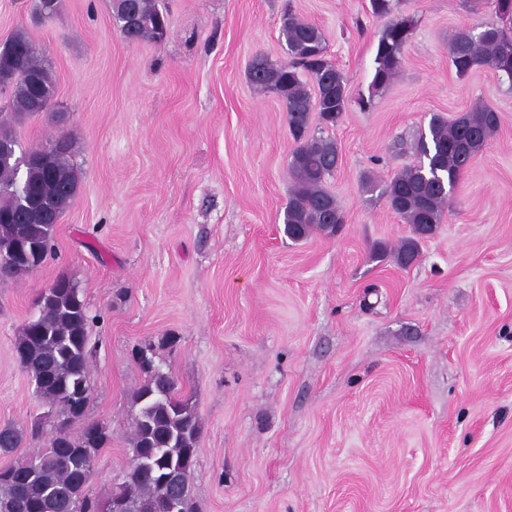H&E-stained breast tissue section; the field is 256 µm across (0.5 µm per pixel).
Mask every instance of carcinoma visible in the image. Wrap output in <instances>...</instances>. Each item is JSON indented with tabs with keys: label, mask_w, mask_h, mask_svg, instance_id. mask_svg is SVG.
Returning <instances> with one entry per match:
<instances>
[{
	"label": "carcinoma",
	"mask_w": 512,
	"mask_h": 512,
	"mask_svg": "<svg viewBox=\"0 0 512 512\" xmlns=\"http://www.w3.org/2000/svg\"><path fill=\"white\" fill-rule=\"evenodd\" d=\"M496 20L478 34L459 32L449 46V60L457 76L488 67L512 83V37L502 23L512 24V0H492ZM372 14L385 20L378 39L369 96L359 105L372 106L374 97L398 75L414 20L394 13L393 0H370ZM112 18L130 42L163 41L167 18L158 0H111ZM286 62L259 56L249 69L250 82L261 92H272L287 105L288 125L296 143L289 161L291 191L283 213V232L293 241L313 233L336 234L344 213L327 187L339 163L336 141L309 134L312 114L321 128L339 124L349 104L346 79L326 55V36L313 23L288 12L280 27ZM13 73L0 89L8 100L9 117L0 119V278H18L29 265L17 257L23 242L47 255L55 225L75 197L78 174L71 159L72 143L59 135L48 144L17 151L15 120L33 114L38 104L54 100L49 67L24 29L0 44V66ZM317 84L310 92L303 74ZM497 112L478 102L449 121L434 115L428 130L419 133V162L403 168L390 181L373 174L364 177L366 193H378L390 209L411 225L413 236L394 247L379 244L370 253L373 262L392 260L401 268L420 257L421 240L435 234L451 205L450 191L470 169L472 160L496 133ZM91 317L77 285L69 278L48 289L37 317L22 327L15 354L30 374L35 394L50 410L65 418V427L53 429L47 448L0 469V512H104L112 501L121 512H196L191 486L168 479L173 467L194 469L202 426L192 397L178 393L170 371L155 363L156 347L174 349L175 336L159 345L146 344L133 352L145 378L135 390L137 406L130 433L132 459L117 490L101 500L85 493L93 475L85 459L97 456L111 441L109 427L86 419L92 388L88 363ZM80 421L74 434L69 425ZM22 430L0 427V452L20 446Z\"/></svg>",
	"instance_id": "1"
}]
</instances>
